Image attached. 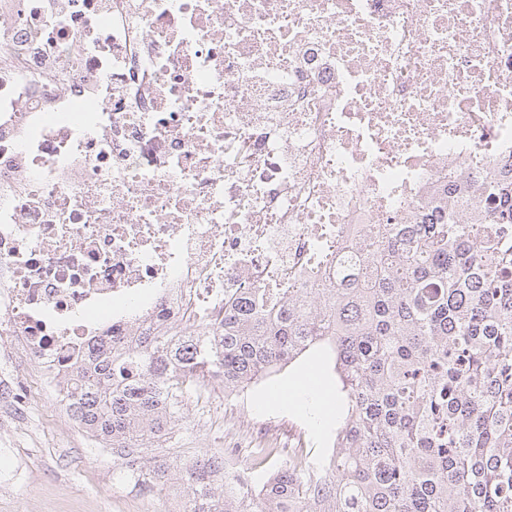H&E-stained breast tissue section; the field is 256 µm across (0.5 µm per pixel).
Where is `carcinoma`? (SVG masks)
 <instances>
[{
	"instance_id": "cac0c4a2",
	"label": "carcinoma",
	"mask_w": 512,
	"mask_h": 512,
	"mask_svg": "<svg viewBox=\"0 0 512 512\" xmlns=\"http://www.w3.org/2000/svg\"><path fill=\"white\" fill-rule=\"evenodd\" d=\"M502 208L457 205L364 244L361 282L291 288L274 313L256 293L190 341L109 336L73 374L70 415L112 448L122 477L171 487L160 448L185 400L229 396L321 348L346 403L333 453L297 454L260 488L225 452L182 470L180 512H512V176L481 187Z\"/></svg>"
}]
</instances>
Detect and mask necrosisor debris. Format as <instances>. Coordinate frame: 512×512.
Returning <instances> with one entry per match:
<instances>
[{
  "label": "necrosis or debris",
  "instance_id": "necrosis-or-debris-1",
  "mask_svg": "<svg viewBox=\"0 0 512 512\" xmlns=\"http://www.w3.org/2000/svg\"><path fill=\"white\" fill-rule=\"evenodd\" d=\"M512 163V0H0V358L332 288Z\"/></svg>",
  "mask_w": 512,
  "mask_h": 512
}]
</instances>
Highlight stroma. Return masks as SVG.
<instances>
[{"mask_svg": "<svg viewBox=\"0 0 512 512\" xmlns=\"http://www.w3.org/2000/svg\"><path fill=\"white\" fill-rule=\"evenodd\" d=\"M336 387L333 363L318 351L231 396L211 383L208 402L186 401L183 418L160 453L180 464L229 447L252 483L263 485L283 457L256 460L249 448L236 447L237 438L251 423L279 422L300 431V454L327 457L346 416ZM20 428L12 438L11 458H0V469L19 472L18 479L0 482V512H177L169 491L149 497L121 480L111 453L101 452L75 421L60 420L47 399L33 401Z\"/></svg>", "mask_w": 512, "mask_h": 512, "instance_id": "stroma-1", "label": "stroma"}]
</instances>
